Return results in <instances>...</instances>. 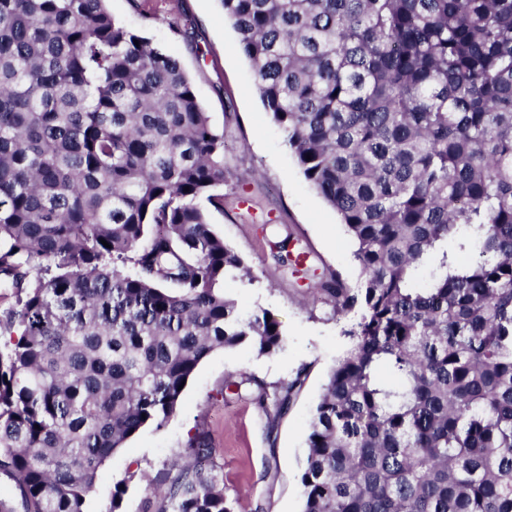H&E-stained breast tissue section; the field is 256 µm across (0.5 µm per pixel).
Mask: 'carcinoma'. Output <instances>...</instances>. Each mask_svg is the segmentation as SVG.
I'll return each instance as SVG.
<instances>
[{"label":"carcinoma","mask_w":512,"mask_h":512,"mask_svg":"<svg viewBox=\"0 0 512 512\" xmlns=\"http://www.w3.org/2000/svg\"><path fill=\"white\" fill-rule=\"evenodd\" d=\"M266 111L353 241L298 268L352 345L312 414L302 512H512V0H220ZM224 137L178 59L106 0H0V512H87L100 468L242 314ZM189 191H184V187ZM275 330H270V327ZM321 441H316V438ZM198 436L155 512H234Z\"/></svg>","instance_id":"cac0c4a2"}]
</instances>
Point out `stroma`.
Returning <instances> with one entry per match:
<instances>
[{"mask_svg":"<svg viewBox=\"0 0 512 512\" xmlns=\"http://www.w3.org/2000/svg\"><path fill=\"white\" fill-rule=\"evenodd\" d=\"M114 18L180 61L213 128L224 137V208L212 231L236 251L248 276L224 281L240 312L269 311L285 342L270 356L250 347L218 350L195 370L162 428L148 427L100 469L90 512H154L156 489L191 440L206 436L237 512H301L305 440L330 369L351 346L345 318L316 289L269 256V229L287 230L312 253L318 273L355 284L346 228L305 179L283 131L265 112L249 60L219 0H107ZM292 385L285 414L256 400V382ZM123 484L120 509L112 491Z\"/></svg>","mask_w":512,"mask_h":512,"instance_id":"obj_1","label":"stroma"}]
</instances>
